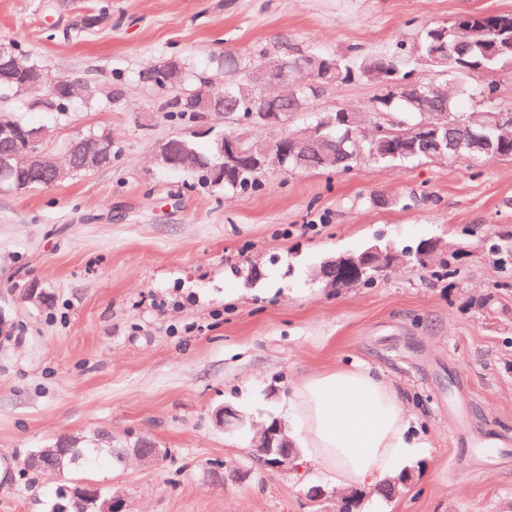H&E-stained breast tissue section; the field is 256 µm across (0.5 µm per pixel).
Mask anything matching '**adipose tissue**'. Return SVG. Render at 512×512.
<instances>
[{"label": "adipose tissue", "mask_w": 512, "mask_h": 512, "mask_svg": "<svg viewBox=\"0 0 512 512\" xmlns=\"http://www.w3.org/2000/svg\"><path fill=\"white\" fill-rule=\"evenodd\" d=\"M288 414L302 460L328 472L337 487L375 486L414 454L400 390L366 367L298 382Z\"/></svg>", "instance_id": "ef3b65f1"}]
</instances>
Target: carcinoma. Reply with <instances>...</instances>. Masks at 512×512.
<instances>
[{
	"label": "carcinoma",
	"mask_w": 512,
	"mask_h": 512,
	"mask_svg": "<svg viewBox=\"0 0 512 512\" xmlns=\"http://www.w3.org/2000/svg\"><path fill=\"white\" fill-rule=\"evenodd\" d=\"M307 52L285 54L259 48L249 53L226 52L210 59V68L221 71L229 81L216 87L206 80L200 71L186 58L173 55L151 66L152 72L140 70L139 80L166 94L163 109L195 120L204 118L205 111L194 106V100L211 91L224 93L217 102L216 110L231 112L237 123L225 131L228 136L240 134L248 124L249 113L255 111L256 101L251 97L252 84L248 76L252 70L276 60L288 64V71H300ZM324 67L313 73H304V79L295 85L288 98L268 99L266 112H294L299 106H307L318 96L325 85L347 83L355 78L377 84L380 93L361 109L365 124L352 127L346 123L347 108L312 113L310 123L315 124L328 115L336 117V125L327 129L321 140L313 144L299 145L296 152L304 155L303 171H330L347 173L362 159H374L371 153L373 140L380 136L386 140L389 156L384 164L404 165L424 159L455 156L453 148L464 144L460 157L479 161L485 158L481 142L470 136L466 122L470 114L458 111L460 97L467 85L453 84L462 75L487 76L505 66H512V14L468 15L444 24H430L421 28L416 41H399L391 53L384 56H367L350 53L343 56L321 54ZM6 67L9 76L0 72V102L8 101L30 88L55 82L56 94L30 104L51 116L58 124L69 119L74 106L87 102L90 91L86 88L71 93L75 81L56 78L32 59L31 54L18 44H0V67ZM426 67L431 79H417L415 70ZM174 69L176 88L153 82L154 74ZM441 118L438 128L424 136L416 135L414 126L426 121V114ZM8 117L13 133L0 136V156L15 154L29 147L27 135L35 126L7 109L0 116ZM512 119V111H482L477 121L484 124L481 133L495 141L497 157L512 159V139L498 140L500 131L495 117ZM112 138L104 129H90L63 142L62 150L73 160L71 176L85 174L81 165L83 150L97 146L102 137ZM168 147V164L163 169L192 175L198 185L226 192H249L262 187L263 170H248L237 166L231 174H224L221 160L211 150H202L191 136H173L163 142ZM10 180L25 183L28 189L48 186L51 175L47 171L35 172L25 167L11 172ZM460 256L450 255L441 259L431 271L440 278L455 272ZM487 259L502 273L501 287L512 288V232L498 234L487 251ZM131 448H114L94 438L80 442L64 439L56 443L52 453L44 456L38 465L25 463L28 472L56 471L65 473L80 471L98 456L107 454L112 465L121 466ZM107 499L99 484L78 478L66 488L55 492L51 512H97L101 502Z\"/></svg>",
	"instance_id": "obj_1"
}]
</instances>
